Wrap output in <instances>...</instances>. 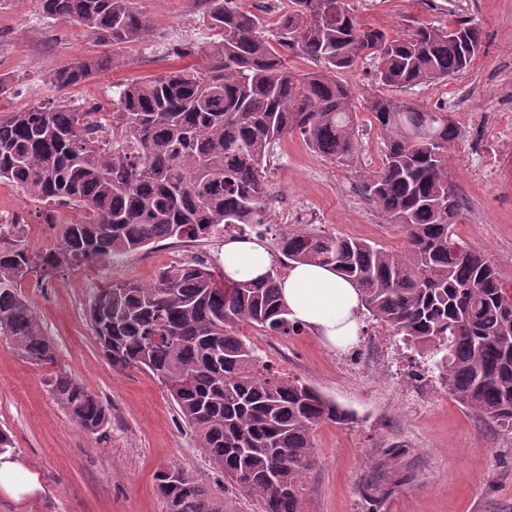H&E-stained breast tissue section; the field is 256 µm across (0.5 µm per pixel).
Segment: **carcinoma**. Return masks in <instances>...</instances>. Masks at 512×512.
Instances as JSON below:
<instances>
[{
    "mask_svg": "<svg viewBox=\"0 0 512 512\" xmlns=\"http://www.w3.org/2000/svg\"><path fill=\"white\" fill-rule=\"evenodd\" d=\"M48 18L78 24L105 46L147 32L137 0H39ZM215 39L200 68L173 69L124 86L109 110L59 95L0 115V181L43 204H68L79 219L52 245L33 247L16 222L0 224V335L36 364L57 352L22 292L65 269L112 262L167 239H209L229 226L269 223L266 170L275 144L299 133L315 153L347 165L357 154L354 92L338 74L370 57L382 85L447 80L482 47L478 26L419 24L403 38L367 27L345 0H288L276 43L262 20L233 0H206ZM317 69L295 74L288 54ZM90 60L54 73L59 92L87 78ZM367 109L384 140L366 191L405 228L401 252L298 227L281 232L290 262L330 264L352 281L365 310L389 332L437 357L448 391L481 416L512 428V285L464 244L453 225L460 200L448 183L447 150L461 137L448 113L388 95ZM279 276L217 285L207 261L164 267L149 284L125 281L93 296L88 316L112 366L158 378L210 462L256 512H301L315 460V430L352 414L313 387L260 363L242 334L251 325L283 336L301 327L281 303ZM49 392L89 434L111 408L63 368ZM243 474L244 483L234 475ZM165 512H230L224 498L181 467L157 472Z\"/></svg>",
    "mask_w": 512,
    "mask_h": 512,
    "instance_id": "carcinoma-1",
    "label": "carcinoma"
}]
</instances>
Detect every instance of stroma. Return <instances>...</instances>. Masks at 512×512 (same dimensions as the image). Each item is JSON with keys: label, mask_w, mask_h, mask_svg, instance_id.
Wrapping results in <instances>:
<instances>
[{"label": "stroma", "mask_w": 512, "mask_h": 512, "mask_svg": "<svg viewBox=\"0 0 512 512\" xmlns=\"http://www.w3.org/2000/svg\"><path fill=\"white\" fill-rule=\"evenodd\" d=\"M145 38L114 49L110 65L66 91L75 106L115 97L120 85L199 67L214 36L203 0H138ZM363 24L400 37L417 23L479 25L482 48L463 72L438 84L388 89L374 60L342 73L358 102L386 93L424 109L441 108L463 137L447 151L448 181L462 200L454 230L485 252L504 284L512 283V0H346ZM103 52L90 30L45 17L39 0H0V115L34 101H52L49 78ZM359 151L341 166L313 153L296 134L274 148L268 169L267 239L305 225L364 239L391 251L406 244L403 228L388 223L365 192L385 144L368 114H360ZM12 184L0 183V217L20 221L32 244L48 243L77 210H54ZM221 238L169 239L86 269H70L23 292L54 342L57 365H38L0 337V429L11 454L37 478L34 496L0 493V512H164L156 473L180 466L199 475L235 512L251 500L212 467L152 373L116 369L87 316L100 288L122 281L152 282L158 271L197 254L216 275ZM244 335L262 362L336 401L354 415L315 433L317 463L303 495V512H512V429L469 410L453 397L432 361L420 357L369 314L358 342L344 350L309 330L288 336L247 326ZM63 367L112 408L105 435L83 433L56 404L48 382ZM397 459H390V452Z\"/></svg>", "instance_id": "obj_1"}]
</instances>
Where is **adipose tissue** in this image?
Returning a JSON list of instances; mask_svg holds the SVG:
<instances>
[{
    "label": "adipose tissue",
    "mask_w": 512,
    "mask_h": 512,
    "mask_svg": "<svg viewBox=\"0 0 512 512\" xmlns=\"http://www.w3.org/2000/svg\"><path fill=\"white\" fill-rule=\"evenodd\" d=\"M224 273L233 280H259L274 267L276 256L257 237L225 239L221 251ZM288 317L332 347L354 345L363 309L357 287L333 266L292 264L279 282Z\"/></svg>",
    "instance_id": "obj_1"
}]
</instances>
